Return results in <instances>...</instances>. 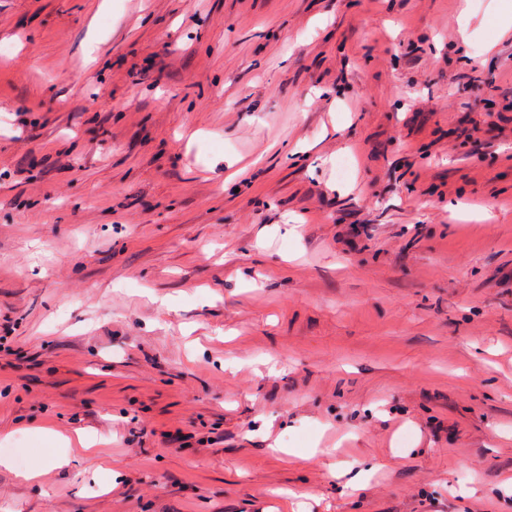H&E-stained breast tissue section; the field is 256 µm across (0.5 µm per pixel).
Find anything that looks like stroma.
Segmentation results:
<instances>
[{
    "label": "stroma",
    "instance_id": "obj_1",
    "mask_svg": "<svg viewBox=\"0 0 512 512\" xmlns=\"http://www.w3.org/2000/svg\"><path fill=\"white\" fill-rule=\"evenodd\" d=\"M510 12L0 0V512H512Z\"/></svg>",
    "mask_w": 512,
    "mask_h": 512
}]
</instances>
